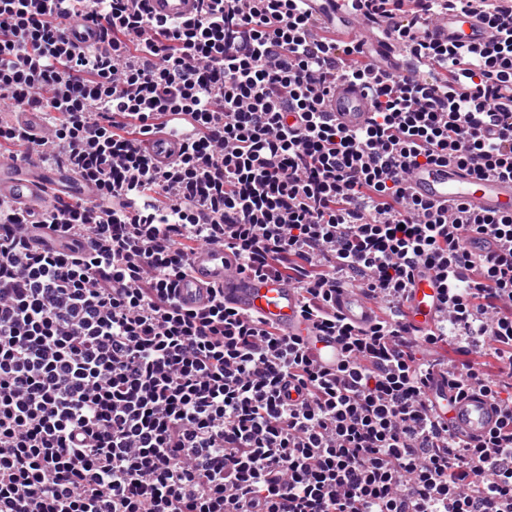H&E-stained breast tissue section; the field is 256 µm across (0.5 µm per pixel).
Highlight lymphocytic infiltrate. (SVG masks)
I'll use <instances>...</instances> for the list:
<instances>
[{"mask_svg":"<svg viewBox=\"0 0 512 512\" xmlns=\"http://www.w3.org/2000/svg\"><path fill=\"white\" fill-rule=\"evenodd\" d=\"M471 2L346 0L405 44L402 78L313 29L306 0H200L179 20L144 0H0V107L47 129L1 118L0 159L97 188L37 217L0 202V512H512V212L408 184L448 160L512 178V0H484L481 49L410 41ZM74 19L102 47L71 42ZM340 80L371 95L364 129L322 110ZM158 129L182 147L163 167L144 145ZM34 220L62 248L31 246ZM484 236L497 252L475 254ZM202 243L298 288L343 345L336 368L223 295L180 305ZM420 266L448 309L422 339L400 321ZM340 284L378 301L373 325L337 315ZM441 367L502 404L489 437L432 419Z\"/></svg>","mask_w":512,"mask_h":512,"instance_id":"1","label":"lymphocytic infiltrate"}]
</instances>
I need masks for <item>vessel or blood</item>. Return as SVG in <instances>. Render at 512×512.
Instances as JSON below:
<instances>
[{
  "mask_svg": "<svg viewBox=\"0 0 512 512\" xmlns=\"http://www.w3.org/2000/svg\"><path fill=\"white\" fill-rule=\"evenodd\" d=\"M308 3L316 25L322 27L339 13L343 0H308ZM197 6L198 0H146L150 15L159 18H186L195 13ZM378 25V20L357 17L337 29L336 39L361 44L370 58L385 59L391 71H402L405 54L399 43L374 42L372 31ZM432 32L446 35L449 41L470 49L482 47L496 36L474 8L449 11ZM324 110L337 124L348 129L361 128L372 117L367 93L341 82L327 96ZM72 180L71 172L61 166L42 167L0 159V200H11L25 209L39 208L57 196L59 190L70 186ZM409 186L414 196L439 207L460 203L480 214L512 211L511 178L479 180L467 167L455 162L415 170ZM215 288L223 291L225 305L274 323L281 335L299 338L318 364L332 368L340 359L341 344L335 337L321 333L302 314L296 288L285 281L240 272L238 261L223 245L208 244L196 248L191 255L190 268L178 282L177 297L183 307L200 310L209 304ZM334 298L337 313L352 324H368L377 313L372 299L359 289H337ZM404 304L406 322L416 333H424L445 319L446 310L434 271L426 268L415 271ZM428 395L435 415L448 424L451 434L459 440H482L496 429L503 415L499 404L482 390L473 388L457 393L444 371L430 381Z\"/></svg>",
  "mask_w": 512,
  "mask_h": 512,
  "instance_id": "vessel-or-blood-1",
  "label": "vessel or blood"
}]
</instances>
